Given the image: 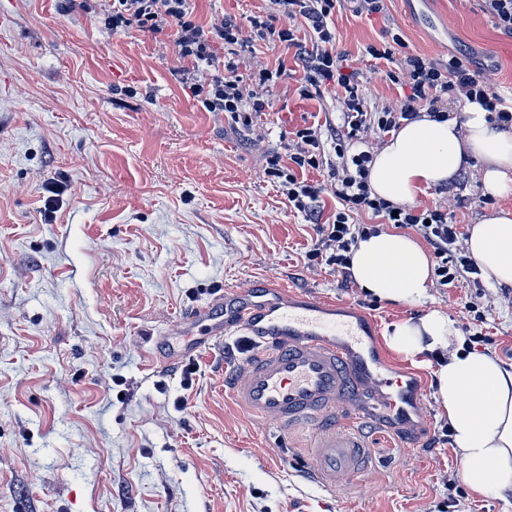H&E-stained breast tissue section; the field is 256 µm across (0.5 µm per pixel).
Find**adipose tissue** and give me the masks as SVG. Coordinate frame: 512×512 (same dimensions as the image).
<instances>
[{
    "label": "adipose tissue",
    "instance_id": "obj_1",
    "mask_svg": "<svg viewBox=\"0 0 512 512\" xmlns=\"http://www.w3.org/2000/svg\"><path fill=\"white\" fill-rule=\"evenodd\" d=\"M474 160L482 165L486 193L512 197V128L469 103L449 111L445 121L423 117L394 131L374 154L369 184L378 197L411 204L428 189L453 183ZM467 243L488 281L512 287V209L494 210L473 224ZM351 272L380 300L422 305L433 265L414 238L382 232L358 242ZM451 337V323L437 309L393 323L384 333L388 347L409 358L447 349ZM433 377L461 455L463 484L479 495L512 490V369L491 354L460 349Z\"/></svg>",
    "mask_w": 512,
    "mask_h": 512
}]
</instances>
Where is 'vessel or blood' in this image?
Wrapping results in <instances>:
<instances>
[{"instance_id": "obj_1", "label": "vessel or blood", "mask_w": 512, "mask_h": 512, "mask_svg": "<svg viewBox=\"0 0 512 512\" xmlns=\"http://www.w3.org/2000/svg\"><path fill=\"white\" fill-rule=\"evenodd\" d=\"M376 326L352 302L262 282L219 291L193 307L171 329L189 337V344L177 349L159 339L152 354L174 367L239 337L245 354L232 362L225 392L280 436L308 431L313 445L307 469L332 490L359 481L367 468L359 423L371 421L402 437L428 417L422 379L381 356ZM199 329L204 339L193 341Z\"/></svg>"}]
</instances>
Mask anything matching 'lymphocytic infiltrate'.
<instances>
[{"label": "lymphocytic infiltrate", "mask_w": 512, "mask_h": 512, "mask_svg": "<svg viewBox=\"0 0 512 512\" xmlns=\"http://www.w3.org/2000/svg\"><path fill=\"white\" fill-rule=\"evenodd\" d=\"M271 12L247 21L232 16L208 25L198 22L187 0H85L86 12H101L106 29L131 28L158 34L176 26L178 65L175 79L186 85L203 108L222 112L242 124L254 143L263 136L255 117L269 109L268 94L278 83L294 77L285 63L270 66L254 56L255 45L281 46L293 53L302 69L299 95L311 99L325 89L336 91L340 123L324 121L292 132L283 149L267 151L265 175L282 188L288 207L317 220L316 241L306 254L309 266H328L351 281L350 251L359 238L379 232L381 225L417 232L437 262L438 284L455 288L480 275L475 259L462 253L463 233L447 201L432 205L400 204L373 196L369 186L370 147L403 122L428 115L443 120L444 101L477 103L497 122L512 127V103L499 94L485 69L458 56L428 58L406 52L401 34L367 46L392 84L406 93L381 105H371L363 71L350 66L336 49V16L346 6L368 16L383 14L386 0H271ZM224 59H217V46ZM322 172V179H305L304 171ZM337 207L322 218L325 196ZM368 214L372 223H360Z\"/></svg>", "instance_id": "obj_1"}]
</instances>
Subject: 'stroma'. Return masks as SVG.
Returning a JSON list of instances; mask_svg holds the SVG:
<instances>
[{"label": "stroma", "mask_w": 512, "mask_h": 512, "mask_svg": "<svg viewBox=\"0 0 512 512\" xmlns=\"http://www.w3.org/2000/svg\"><path fill=\"white\" fill-rule=\"evenodd\" d=\"M199 20H238L268 0H189ZM401 33L411 52L464 54L512 96V37L477 0H387L386 15L345 9L336 46L369 69L367 45ZM175 26L115 34L79 0H0V512H512V492L451 497L461 462L441 442L437 401L414 446L369 429L370 472L328 492L303 472L308 432L282 442L224 391V350L180 368L149 364L163 335L219 289L262 282L349 300L380 328L442 309L456 335L512 366V288L432 286L426 306L344 288L307 270L315 237L264 177L263 148L208 112L172 75ZM278 85L261 121L265 145L334 112L332 92L304 99ZM63 186L52 219L44 204ZM469 228L480 170L448 187ZM487 308L475 328L466 305Z\"/></svg>", "instance_id": "obj_1"}]
</instances>
